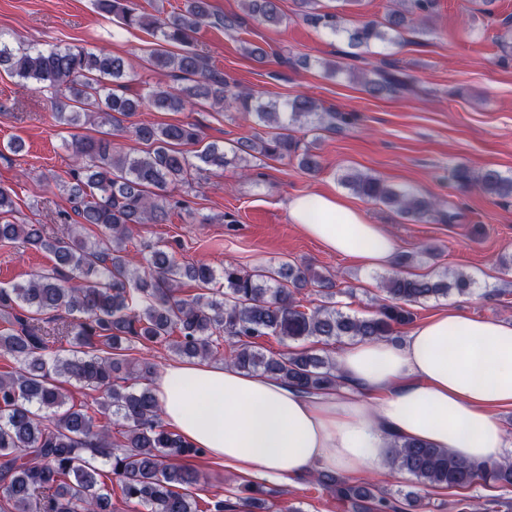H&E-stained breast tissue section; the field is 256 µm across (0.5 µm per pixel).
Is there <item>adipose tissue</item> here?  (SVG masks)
Returning a JSON list of instances; mask_svg holds the SVG:
<instances>
[{"label": "adipose tissue", "instance_id": "ef3b65f1", "mask_svg": "<svg viewBox=\"0 0 512 512\" xmlns=\"http://www.w3.org/2000/svg\"><path fill=\"white\" fill-rule=\"evenodd\" d=\"M291 223L366 268L389 265L396 245L382 225L329 192L293 197ZM335 389L305 394L227 363H174L156 378L164 423L242 471L290 480L335 468H381L393 439L421 440L480 463L502 455L493 417L512 407V319L454 310L420 323L395 346L356 343L337 356Z\"/></svg>", "mask_w": 512, "mask_h": 512}]
</instances>
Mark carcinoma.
<instances>
[{
  "label": "carcinoma",
  "mask_w": 512,
  "mask_h": 512,
  "mask_svg": "<svg viewBox=\"0 0 512 512\" xmlns=\"http://www.w3.org/2000/svg\"><path fill=\"white\" fill-rule=\"evenodd\" d=\"M130 2L96 0V7L128 28L155 36L157 48L148 57L152 70L182 85L129 98L116 90L127 76L126 61L105 49L78 46L30 49L0 42V68L54 93L55 113L64 125L120 124L145 106L180 112L197 101L221 110L226 103L234 105L254 115L266 131L242 139L231 154L215 143L197 148L198 129L184 122L132 124V136L144 145L135 155L115 150L107 137L75 138L68 143L75 167L69 179L56 183L79 218L75 224H18L12 190L0 187V243L41 250L53 261L24 284L0 285V356L13 363L12 370L0 372V512H112L117 493L143 512H224V500L197 496L199 471L180 464L206 450L166 427L150 387L126 385L149 380L155 370L146 359L128 358L134 346L160 344L182 359L222 360L302 392H318L336 386V360L305 351L268 356L259 340L377 341L413 320L410 305L477 287L458 271H446L442 279L396 275L383 281L387 298L375 314L360 318L332 301L301 309L297 294L310 284L330 300L336 295L335 282L310 263L251 270L227 263L218 273L203 262H179L169 243L128 250L137 226L166 221L172 187L229 165L247 171L258 155L295 159L301 169L315 173L318 155L300 146L292 128L318 129L343 120L307 96L264 103L230 85L192 48L203 27L239 28L242 18L214 15L207 0H184L182 7L159 17ZM241 2L252 20L284 21L279 0ZM437 2L401 0L402 8L390 12L386 22L368 20L349 28L338 12L324 10L321 0H295L306 22L344 36L356 57L375 42H394L403 30L426 33ZM349 77L375 99L407 87L399 73L375 65ZM188 145L196 150L185 151ZM452 177L461 188L474 184L487 196L512 198V177L494 168L475 177L458 165ZM340 182L416 223L438 214L435 201L402 193L366 173L346 172ZM185 277L199 284V293L182 294ZM64 382L98 397L90 407L71 404ZM390 448L391 464L428 488L464 489L480 481L512 486L507 459L473 465L420 441L395 439ZM309 483L363 502L359 512H396L369 482L351 483L331 471H317ZM244 491L248 496L232 505L235 512L266 506L262 486L248 483Z\"/></svg>",
  "instance_id": "carcinoma-1"
}]
</instances>
